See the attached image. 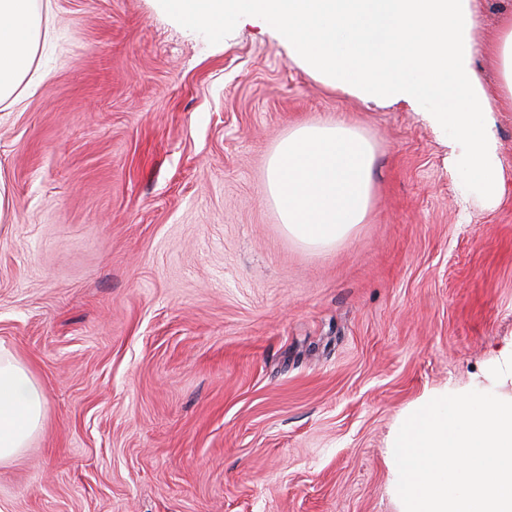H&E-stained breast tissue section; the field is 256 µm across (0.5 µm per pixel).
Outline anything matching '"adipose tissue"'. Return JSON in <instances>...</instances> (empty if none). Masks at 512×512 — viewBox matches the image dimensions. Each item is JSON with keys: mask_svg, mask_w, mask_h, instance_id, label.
<instances>
[{"mask_svg": "<svg viewBox=\"0 0 512 512\" xmlns=\"http://www.w3.org/2000/svg\"><path fill=\"white\" fill-rule=\"evenodd\" d=\"M480 0H161L168 14L213 31L229 19L258 18L290 58L325 83L362 100L425 104L454 129L486 202L502 194L483 115L512 112V12L501 19L486 61L499 76L486 86L475 68ZM51 37L37 0H0V103L18 102L36 53ZM46 394L29 369L0 354V465L14 460L43 422Z\"/></svg>", "mask_w": 512, "mask_h": 512, "instance_id": "adipose-tissue-1", "label": "adipose tissue"}]
</instances>
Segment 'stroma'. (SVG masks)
Segmentation results:
<instances>
[{"label":"stroma","instance_id":"obj_1","mask_svg":"<svg viewBox=\"0 0 512 512\" xmlns=\"http://www.w3.org/2000/svg\"><path fill=\"white\" fill-rule=\"evenodd\" d=\"M38 7L46 79L0 104V349L47 405L0 512H401L406 416L512 394V112L489 115V207L450 128L325 86L257 22ZM326 120L373 145V202L312 249L266 168Z\"/></svg>","mask_w":512,"mask_h":512}]
</instances>
